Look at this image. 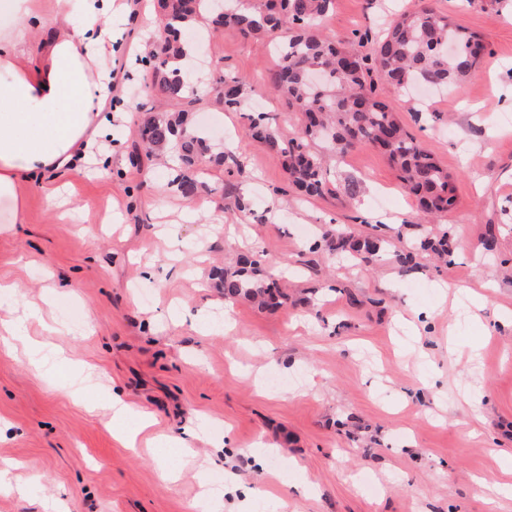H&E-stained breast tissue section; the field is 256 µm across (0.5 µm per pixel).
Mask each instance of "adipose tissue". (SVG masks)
Segmentation results:
<instances>
[{
  "label": "adipose tissue",
  "instance_id": "obj_1",
  "mask_svg": "<svg viewBox=\"0 0 512 512\" xmlns=\"http://www.w3.org/2000/svg\"><path fill=\"white\" fill-rule=\"evenodd\" d=\"M115 0H0V224L25 220L22 182L79 171L112 132Z\"/></svg>",
  "mask_w": 512,
  "mask_h": 512
}]
</instances>
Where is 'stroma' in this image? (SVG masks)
<instances>
[{"mask_svg":"<svg viewBox=\"0 0 512 512\" xmlns=\"http://www.w3.org/2000/svg\"><path fill=\"white\" fill-rule=\"evenodd\" d=\"M421 1L478 35L486 53L429 109L394 98L451 176L456 200L443 222L467 241L450 264L423 254L405 274L396 253L430 226L374 148L339 166L359 183L356 201L341 191L277 198L281 159L243 136L244 113L224 111L213 92L197 96L192 119L221 124L243 164L208 166L207 181L233 184L259 210L277 201L262 224L217 192L204 209L186 202L168 189L164 164H131L152 34L142 0H124L112 19V136L95 148L111 166L22 183L24 223L0 226V280L16 285L9 305L37 303L61 326H29L41 368L0 337V470L10 477L0 512H46L56 500L68 512H201L207 482L223 487L222 512H512V496L492 506L473 489L477 477L512 483V268L501 264L512 258V0H335L321 32H376ZM190 33L199 65L246 78L255 110L292 127L285 100L263 83L275 62L267 38L203 20ZM64 182L82 215L73 223L46 199ZM374 221L390 225L391 253L377 264L309 250L328 225L361 235ZM253 248L286 274L293 301L274 311L237 301L229 327L214 272H233ZM85 362L130 406L122 429L154 414L135 446L96 412L103 392L71 395ZM189 427L200 440L173 447Z\"/></svg>","mask_w":512,"mask_h":512,"instance_id":"stroma-1","label":"stroma"}]
</instances>
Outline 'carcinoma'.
<instances>
[{
	"instance_id": "carcinoma-1",
	"label": "carcinoma",
	"mask_w": 512,
	"mask_h": 512,
	"mask_svg": "<svg viewBox=\"0 0 512 512\" xmlns=\"http://www.w3.org/2000/svg\"><path fill=\"white\" fill-rule=\"evenodd\" d=\"M334 0H155L161 28L160 42L151 50L153 81L150 90L171 102L190 104L193 89L181 62L188 56L183 29L207 17L216 30L236 29L244 38L260 35L274 39L277 65L266 72L268 86L284 97L300 115L301 125L293 136L283 134L263 112L248 115L247 137L262 142L279 156L289 185L307 197H323L338 190L329 179L328 146L338 157L371 146L387 156L404 189L412 195L424 219H434L455 203L448 171L403 127L392 103L377 93L376 81L397 91L421 82L448 88L473 74L480 58L472 47L481 45L448 16L428 5L395 15L373 47L364 53L320 35L318 27ZM218 97L228 111L247 108L249 93L243 79L223 75L218 79ZM141 142L150 150L164 152L178 147L170 168V186L185 199L213 189L202 176V166L214 164L242 170V164L224 147L191 125L188 110L161 111L140 106ZM222 194L234 197L237 210L247 212L257 223L267 211L253 208L249 198L225 187ZM390 241L380 233L355 238L339 228L326 230L311 250L321 248L336 256L373 263L382 259ZM431 252L441 258L452 255L448 227L421 237L414 248L396 254L405 272L415 269V256ZM224 300L240 299L260 309L288 304V292L279 282L261 273L253 252L240 254L237 271L217 275Z\"/></svg>"
}]
</instances>
